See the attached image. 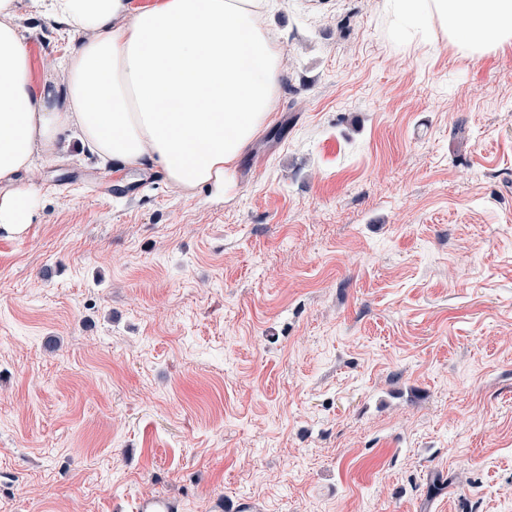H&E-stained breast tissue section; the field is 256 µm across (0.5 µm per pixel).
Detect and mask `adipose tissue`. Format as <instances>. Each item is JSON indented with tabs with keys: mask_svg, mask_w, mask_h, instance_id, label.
I'll return each mask as SVG.
<instances>
[{
	"mask_svg": "<svg viewBox=\"0 0 512 512\" xmlns=\"http://www.w3.org/2000/svg\"><path fill=\"white\" fill-rule=\"evenodd\" d=\"M23 0H0V229L30 224L35 197L19 173L74 136L115 169L159 170L184 191L223 192L270 123L279 48L267 0H40L83 39L57 58L64 87L35 85L14 23ZM417 48L448 40L466 58L512 46V0H382Z\"/></svg>",
	"mask_w": 512,
	"mask_h": 512,
	"instance_id": "ef3b65f1",
	"label": "adipose tissue"
}]
</instances>
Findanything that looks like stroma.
I'll return each instance as SVG.
<instances>
[{"instance_id": "stroma-1", "label": "stroma", "mask_w": 512, "mask_h": 512, "mask_svg": "<svg viewBox=\"0 0 512 512\" xmlns=\"http://www.w3.org/2000/svg\"><path fill=\"white\" fill-rule=\"evenodd\" d=\"M35 84L77 34L23 0ZM222 195L81 149L0 230V512H512V47L274 0Z\"/></svg>"}]
</instances>
